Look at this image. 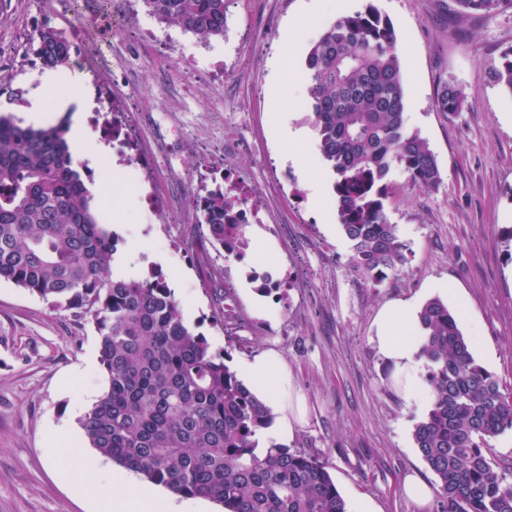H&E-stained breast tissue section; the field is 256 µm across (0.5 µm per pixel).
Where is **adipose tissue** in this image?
<instances>
[{
  "mask_svg": "<svg viewBox=\"0 0 512 512\" xmlns=\"http://www.w3.org/2000/svg\"><path fill=\"white\" fill-rule=\"evenodd\" d=\"M75 90L61 93L57 90V75L44 71L40 85L29 99L27 118L41 122L46 105L55 111L68 114L67 138L76 154L93 157L98 153L97 144L88 135L86 115L94 111L97 103L82 81H75ZM418 309L407 301H391L378 313L376 329L370 341L388 364L391 374L400 386V395L407 406L426 408L432 402L429 386L424 380V359L421 355L422 338L417 321ZM243 382L267 405H278L290 382L286 374L276 370L270 357L243 362L238 367ZM138 497L148 503L158 504L160 512H181L171 499H156L145 487L136 485L130 475L122 470L113 471L98 493L100 512H127L130 497Z\"/></svg>",
  "mask_w": 512,
  "mask_h": 512,
  "instance_id": "1",
  "label": "adipose tissue"
}]
</instances>
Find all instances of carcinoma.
Segmentation results:
<instances>
[{
	"mask_svg": "<svg viewBox=\"0 0 512 512\" xmlns=\"http://www.w3.org/2000/svg\"><path fill=\"white\" fill-rule=\"evenodd\" d=\"M149 15L208 42L224 36L226 0H139ZM463 15H489L512 0H456ZM72 44L43 28L35 55L68 64ZM312 125L335 180L338 221L353 268L380 285L407 259L386 214L389 176L435 188V154L406 125L397 35L372 4L323 28L305 57ZM489 82L512 96V46L491 63ZM440 112L464 106L439 82ZM59 124L21 127L0 114V279L51 307L89 318L98 332L106 389L80 424L91 447L144 480L224 512H347L325 466L271 439L272 410L225 364L224 354L183 320L161 270L112 276L119 237L97 221L78 162ZM229 192L204 202L208 240L243 238L224 223ZM425 380L433 402L413 437L439 482L441 512H512V482L487 458L490 441L512 431V392L474 358L457 317L435 297L418 312Z\"/></svg>",
	"mask_w": 512,
	"mask_h": 512,
	"instance_id": "carcinoma-1",
	"label": "carcinoma"
}]
</instances>
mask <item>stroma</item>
<instances>
[{
    "label": "stroma",
    "mask_w": 512,
    "mask_h": 512,
    "mask_svg": "<svg viewBox=\"0 0 512 512\" xmlns=\"http://www.w3.org/2000/svg\"><path fill=\"white\" fill-rule=\"evenodd\" d=\"M397 35L407 97V128L434 152L438 188L393 172L387 216L408 246L407 261L380 286L366 284L351 265V243L337 228L333 192L312 197L311 179L334 177L323 162L311 112L305 56L323 25L361 9L333 0H237L214 54L236 59L240 74L216 98L207 83L178 73L173 60L139 38L156 20L125 0H0V114L25 125L22 108L39 84L32 41L49 26L75 38L80 55L112 68L130 97L148 149L189 137L231 152L236 166L265 189L281 224L294 286L288 306L262 315L245 269L228 285L213 280L218 253L203 236L185 258L161 250L141 232L140 202L125 170L100 154L104 177L93 203L100 223L121 238L132 276L169 259L164 275L186 324L229 366L277 355L292 391L285 414L303 410L285 445L314 456L354 512L370 500L378 512H437L419 508L402 491L405 475L438 478L418 451L413 432L425 411L407 408L388 380L389 368L369 338L379 307L392 299L424 304L439 296L474 340V357L512 390V96L491 85L486 66L512 45V7L463 16L452 0H373ZM453 81L465 105L440 112V79ZM304 129L292 143L283 128ZM276 156L279 179L262 161ZM206 154L161 156L157 188L172 212L189 204L186 184L167 165L193 169ZM105 388L94 324L56 310L37 295L0 281V512H97L95 491L112 462L91 448L71 412L79 394L98 399Z\"/></svg>",
    "instance_id": "35a3bbf8"
}]
</instances>
